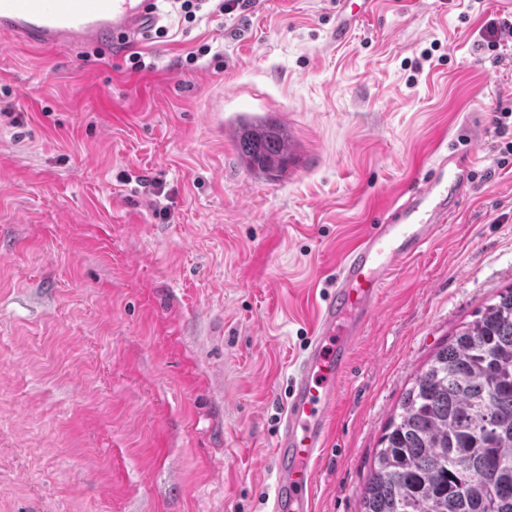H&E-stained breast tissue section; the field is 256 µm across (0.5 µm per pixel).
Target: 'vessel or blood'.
<instances>
[{
    "mask_svg": "<svg viewBox=\"0 0 512 512\" xmlns=\"http://www.w3.org/2000/svg\"><path fill=\"white\" fill-rule=\"evenodd\" d=\"M336 0L332 37L343 41L353 7ZM150 0H0V35L34 47L111 44L138 36L158 16ZM471 157L434 148L426 176L404 187L377 223L344 250L334 286L316 310L312 334L293 365L276 434L275 487L269 512H315L314 464L327 448L336 396L352 351L379 310V299L411 259L432 244L466 195Z\"/></svg>",
    "mask_w": 512,
    "mask_h": 512,
    "instance_id": "b4317fda",
    "label": "vessel or blood"
}]
</instances>
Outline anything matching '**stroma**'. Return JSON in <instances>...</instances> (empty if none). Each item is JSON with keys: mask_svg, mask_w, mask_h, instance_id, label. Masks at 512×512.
<instances>
[{"mask_svg": "<svg viewBox=\"0 0 512 512\" xmlns=\"http://www.w3.org/2000/svg\"><path fill=\"white\" fill-rule=\"evenodd\" d=\"M511 16L374 0L339 44L336 0H255L165 14L132 49L0 36V512H267L336 262L441 137L472 153L471 187L383 295L315 466L317 512H359L405 389L512 286V126L493 122ZM245 112L284 119L297 172L248 175L224 133Z\"/></svg>", "mask_w": 512, "mask_h": 512, "instance_id": "1", "label": "stroma"}]
</instances>
